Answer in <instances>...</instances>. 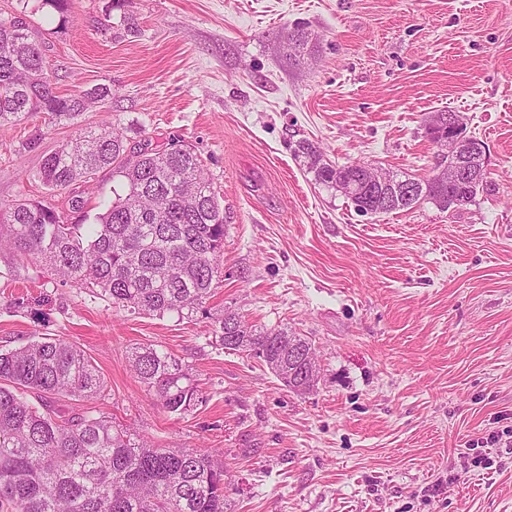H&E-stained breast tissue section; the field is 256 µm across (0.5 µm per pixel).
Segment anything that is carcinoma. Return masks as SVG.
<instances>
[{"mask_svg":"<svg viewBox=\"0 0 512 512\" xmlns=\"http://www.w3.org/2000/svg\"><path fill=\"white\" fill-rule=\"evenodd\" d=\"M43 51L30 39L29 25L0 20V125L44 112L76 119L82 93L60 97L52 91ZM475 148L466 165L480 171L486 147ZM295 158L316 182L341 192L361 215L388 213L424 199L448 208L479 191L431 177L411 180L415 193L395 194L389 204L365 197L353 185L357 166H333L307 139L291 145ZM109 171L123 193L91 213L87 199L73 194L77 220L69 222L49 203L20 199L0 222V249L19 260L50 265L70 281L133 313L192 318L203 310L217 257L224 249V210L202 160L189 149L155 152L130 147L112 127L86 129L48 154L38 178L51 192L81 184L97 189L94 175ZM216 321L224 348L248 352L264 364L288 363L290 350L314 348L285 328L248 323L231 316ZM137 378L163 409L182 414L198 399L197 387L170 354L154 346L133 348ZM103 381L86 353L60 338L43 337L0 352V507L10 512H228L224 463L194 448H157L106 416L66 417L51 405L27 399H88Z\"/></svg>","mask_w":512,"mask_h":512,"instance_id":"carcinoma-1","label":"carcinoma"}]
</instances>
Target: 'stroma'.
I'll use <instances>...</instances> for the list:
<instances>
[{
    "label": "stroma",
    "instance_id": "stroma-1",
    "mask_svg": "<svg viewBox=\"0 0 512 512\" xmlns=\"http://www.w3.org/2000/svg\"><path fill=\"white\" fill-rule=\"evenodd\" d=\"M19 14L55 92L112 95L72 121L0 125V214L24 198L68 213L42 159L106 122L132 146L191 147L226 232L189 319L112 307L0 253V349L79 346L104 388L60 400L67 415L221 459L230 512H512V0H0V19ZM300 24L313 40L292 54ZM438 112L487 150V191L456 209L358 215L290 148L427 179L447 164ZM227 308L310 339L316 387L296 394L224 349ZM143 345L192 375L185 413L132 372Z\"/></svg>",
    "mask_w": 512,
    "mask_h": 512
}]
</instances>
